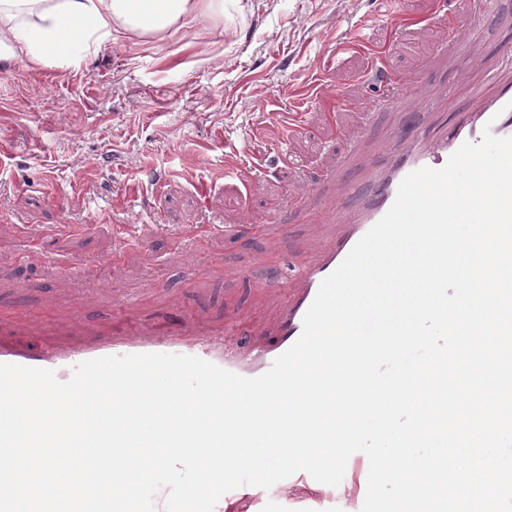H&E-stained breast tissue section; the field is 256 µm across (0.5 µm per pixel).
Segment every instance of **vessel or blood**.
<instances>
[{
  "instance_id": "vessel-or-blood-1",
  "label": "vessel or blood",
  "mask_w": 512,
  "mask_h": 512,
  "mask_svg": "<svg viewBox=\"0 0 512 512\" xmlns=\"http://www.w3.org/2000/svg\"><path fill=\"white\" fill-rule=\"evenodd\" d=\"M498 137H512V83L492 97L474 94L469 116L449 134L427 131L409 137L393 131V156L382 164L372 163L365 168L364 189L357 201L340 196L335 210L317 214L323 224L339 228L319 259L305 265L300 272L301 287L290 289L281 305L275 331L279 341L275 347H249L231 342L229 331L201 334L194 320L181 322L177 330L129 328L113 332L106 340H93L81 346L62 345L50 353L35 356L0 344V364H16L54 371L58 380H68L81 362L103 356H125L145 353H168L201 358L243 377L265 373L273 361L284 353L300 336L302 320L313 302L324 278L345 259L357 241L374 226L391 207L402 179L422 167L442 168L463 142H480L484 129ZM369 461L353 454L345 475L338 486L328 487L333 499L344 502L347 512H361L360 504L367 490ZM313 478L297 472L265 490L244 485L224 494L213 512H263L262 505L270 493L285 496L290 512H326L323 499L303 497L301 488L312 486Z\"/></svg>"
}]
</instances>
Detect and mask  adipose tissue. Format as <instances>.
<instances>
[{
    "mask_svg": "<svg viewBox=\"0 0 512 512\" xmlns=\"http://www.w3.org/2000/svg\"><path fill=\"white\" fill-rule=\"evenodd\" d=\"M224 0H0V62L51 63V50H100L124 36L162 42L191 23L207 25Z\"/></svg>",
    "mask_w": 512,
    "mask_h": 512,
    "instance_id": "obj_1",
    "label": "adipose tissue"
}]
</instances>
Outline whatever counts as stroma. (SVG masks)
Wrapping results in <instances>:
<instances>
[{"mask_svg":"<svg viewBox=\"0 0 512 512\" xmlns=\"http://www.w3.org/2000/svg\"><path fill=\"white\" fill-rule=\"evenodd\" d=\"M401 17L414 25L398 39ZM509 46L512 0H498L486 25L459 0H224L206 30L189 25L162 43L130 36L77 65L0 68V339L41 354L126 318L175 328L190 315L204 332L230 315L248 328L270 318L283 293L274 267L313 260L331 240L332 226L304 213L335 208L327 173L344 147L358 145L346 171L355 181L404 120L452 129L473 89L495 90L487 74ZM379 64L416 78L437 111L385 107ZM315 77L341 100L304 103ZM281 112L305 123L284 143L272 129ZM283 144L293 166L263 169ZM242 154L254 167L220 175L225 157ZM246 208L280 233L238 226ZM127 210L137 223L121 235ZM186 224L196 240L176 263L174 231ZM51 257L84 268L53 274ZM257 277L271 295L254 291ZM98 278L111 294L93 288Z\"/></svg>","mask_w":512,"mask_h":512,"instance_id":"stroma-1","label":"stroma"}]
</instances>
